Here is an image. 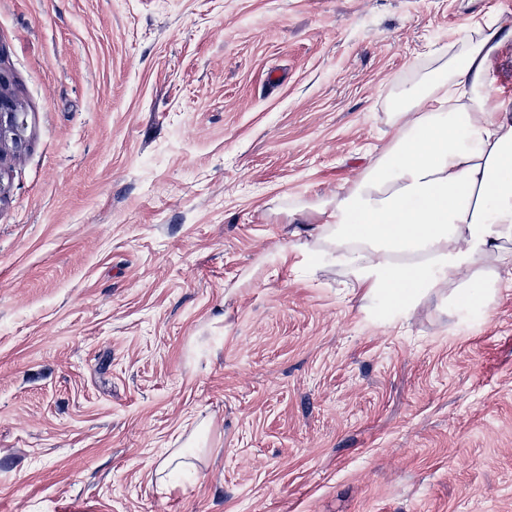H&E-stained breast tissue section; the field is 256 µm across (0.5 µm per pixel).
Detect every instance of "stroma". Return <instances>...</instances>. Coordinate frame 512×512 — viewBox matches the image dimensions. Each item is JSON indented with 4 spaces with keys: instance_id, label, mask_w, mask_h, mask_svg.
<instances>
[{
    "instance_id": "35a3bbf8",
    "label": "stroma",
    "mask_w": 512,
    "mask_h": 512,
    "mask_svg": "<svg viewBox=\"0 0 512 512\" xmlns=\"http://www.w3.org/2000/svg\"><path fill=\"white\" fill-rule=\"evenodd\" d=\"M477 13L512 27V0H0V512H512V286L401 327L288 252ZM9 83L8 74L0 70V201L7 190L3 184L2 169L8 161L18 157L25 147V127ZM200 459L187 448H173L161 456L154 468V476L162 484L176 482L181 473L197 471Z\"/></svg>"
}]
</instances>
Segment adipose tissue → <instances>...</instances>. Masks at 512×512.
<instances>
[{
    "mask_svg": "<svg viewBox=\"0 0 512 512\" xmlns=\"http://www.w3.org/2000/svg\"><path fill=\"white\" fill-rule=\"evenodd\" d=\"M512 29L475 20L460 47L399 86L389 144L332 199L292 215L313 234L289 243L297 269H334L360 290L367 317L409 319L425 298L487 309L512 284V99L496 96L494 58Z\"/></svg>",
    "mask_w": 512,
    "mask_h": 512,
    "instance_id": "adipose-tissue-1",
    "label": "adipose tissue"
}]
</instances>
